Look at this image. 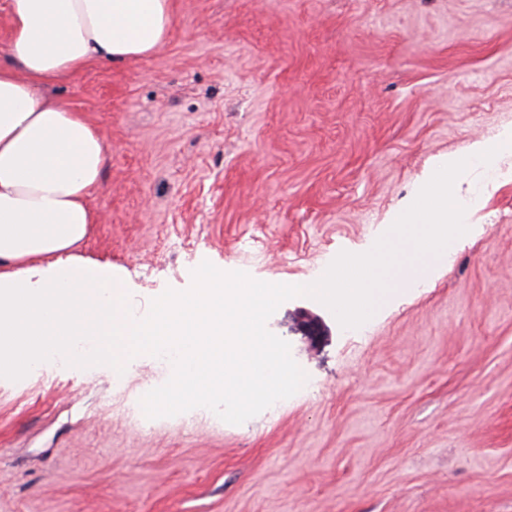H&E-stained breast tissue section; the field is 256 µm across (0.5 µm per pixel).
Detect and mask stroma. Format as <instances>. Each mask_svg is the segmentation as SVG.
<instances>
[{
	"label": "stroma",
	"mask_w": 512,
	"mask_h": 512,
	"mask_svg": "<svg viewBox=\"0 0 512 512\" xmlns=\"http://www.w3.org/2000/svg\"><path fill=\"white\" fill-rule=\"evenodd\" d=\"M171 4L156 52L46 89L109 148L79 252L134 313L202 262L305 281L512 127V0ZM457 191L477 229L434 286L355 327L301 293L266 311L306 382L248 413L162 407L148 355L0 376V512H512V153Z\"/></svg>",
	"instance_id": "obj_1"
}]
</instances>
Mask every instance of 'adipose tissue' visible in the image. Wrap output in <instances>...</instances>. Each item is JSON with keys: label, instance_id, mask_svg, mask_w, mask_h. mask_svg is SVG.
Segmentation results:
<instances>
[{"label": "adipose tissue", "instance_id": "obj_1", "mask_svg": "<svg viewBox=\"0 0 512 512\" xmlns=\"http://www.w3.org/2000/svg\"><path fill=\"white\" fill-rule=\"evenodd\" d=\"M10 53L0 61V363L20 375L83 338V357L111 352L114 367L165 355L172 404L222 401L245 409L304 383L262 330L279 288L199 265L196 286L130 315L112 267L76 255L98 215L109 148L95 126L42 86L89 63L153 53L172 23L170 0H7ZM512 152V130L439 158L389 218L370 250L327 265L296 291L354 323L397 294L430 284L469 231L470 200L456 193L473 168ZM52 256L39 265L42 256Z\"/></svg>", "mask_w": 512, "mask_h": 512}]
</instances>
